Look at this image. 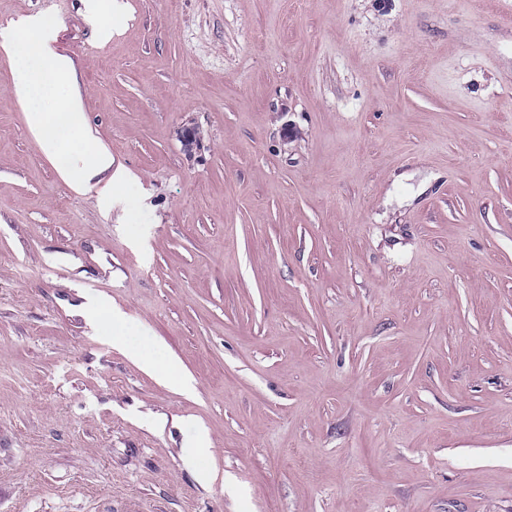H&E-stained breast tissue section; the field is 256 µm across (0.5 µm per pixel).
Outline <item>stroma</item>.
Returning a JSON list of instances; mask_svg holds the SVG:
<instances>
[{
  "label": "stroma",
  "instance_id": "obj_1",
  "mask_svg": "<svg viewBox=\"0 0 512 512\" xmlns=\"http://www.w3.org/2000/svg\"><path fill=\"white\" fill-rule=\"evenodd\" d=\"M113 3L0 0L123 174L0 46V512H512V0ZM86 11L99 20L98 37L108 40L112 37V28L109 27L104 18L112 13V0H85ZM9 52L20 49L14 84L15 95L26 104L28 123L44 143L47 154L61 166L65 179L76 189L86 190L92 182L106 177L101 201L111 203L112 182L121 173L112 174V155L98 147L87 125L81 102L73 90V67L70 59L53 48L56 26L42 15L19 18L5 35ZM77 137L82 145L76 153L67 143ZM130 353L145 369L157 372L165 384L179 389L189 388V381L175 364L154 360L135 349H130Z\"/></svg>",
  "mask_w": 512,
  "mask_h": 512
}]
</instances>
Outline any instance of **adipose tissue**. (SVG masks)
Returning a JSON list of instances; mask_svg holds the SVG:
<instances>
[{"mask_svg":"<svg viewBox=\"0 0 512 512\" xmlns=\"http://www.w3.org/2000/svg\"><path fill=\"white\" fill-rule=\"evenodd\" d=\"M55 38V25L34 14L14 23L5 44L8 50L22 54L14 92L27 106L31 130L41 138L47 154L61 161L66 180L83 191L111 177L112 156L95 143L73 89L72 63L54 50ZM75 138L81 148L73 153L67 144Z\"/></svg>","mask_w":512,"mask_h":512,"instance_id":"1","label":"adipose tissue"}]
</instances>
